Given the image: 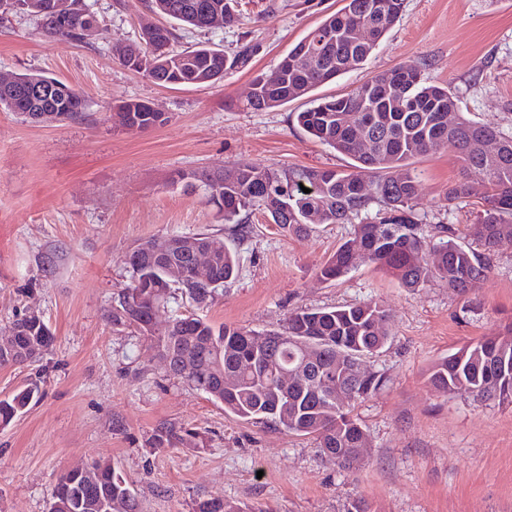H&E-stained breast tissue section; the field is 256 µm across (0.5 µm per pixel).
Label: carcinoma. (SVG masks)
Instances as JSON below:
<instances>
[{
  "label": "carcinoma",
  "mask_w": 512,
  "mask_h": 512,
  "mask_svg": "<svg viewBox=\"0 0 512 512\" xmlns=\"http://www.w3.org/2000/svg\"><path fill=\"white\" fill-rule=\"evenodd\" d=\"M142 6L163 14L190 29L208 28V16L217 13L224 23L236 21L231 0H141ZM69 15L64 31L45 35L54 40L83 41L87 12L85 0H22V10L47 21L51 10ZM403 0H344V5L309 31L292 51L312 55L304 70L275 68L256 75L253 95L246 106L269 110L304 97L321 84L361 68L377 41L399 18ZM357 25L376 31V41L359 44L351 37ZM176 29L143 28L140 40L115 50L126 66L141 71L161 85L212 84L224 79L236 60L224 50L208 46L176 51ZM59 80L39 73H24L0 87V106L26 119L37 112H52L60 100L36 95L39 85ZM441 104L445 111H435ZM118 113L128 130L162 125L161 113L148 103L128 100ZM342 108L354 110L357 128L343 118ZM312 138L349 156L356 173L318 167L273 169L242 163L224 170V183L215 186L206 170L181 171L173 179L187 188L202 187L210 202L224 213V223L236 235L247 233L241 213L259 211L288 235L305 236L320 224H348L378 200L385 207L379 222L359 224L355 238L340 244L320 269L326 281L337 280L358 266L359 255L408 289L440 280L448 289L465 293L477 287L489 272V262L471 247L454 238L451 229L433 237L419 224L412 210L417 193L416 177L408 169L418 155L442 149L458 151L465 177L448 188L446 198L477 196L482 210L469 227V236L484 250H493L499 240L512 237V139L500 138V153L489 161L471 149L475 140L495 129L469 119L459 111L448 87L423 77L415 61L365 79L341 97L318 98L290 115ZM375 177L372 191L358 187L361 173ZM310 189L305 193L302 188ZM174 263L190 264L179 251L158 256L151 242L140 244L137 260L128 262L133 278L108 311L114 327H132L161 358H173L191 371L178 380L224 405V412L246 424H262L300 436L310 435L320 452L339 469H348L356 459L366 432L351 408L376 394L385 384L378 372L367 369L362 378L352 368L362 357L385 348L392 341L390 315L383 304L370 300L339 308H296L282 328L269 331L264 348L255 349L259 332L246 327L215 325L199 315H176L165 331L151 327L152 318L167 305L173 291L180 290L199 308L214 299L217 287L187 281L176 285L165 276ZM212 281L228 283L239 270L237 252L226 247L212 258ZM20 348L29 350L49 328L44 321L21 325ZM428 382L438 393L465 392L484 401L512 405V321L492 336L483 337L440 358L429 370ZM40 386L28 384L0 399V426L23 414L38 400ZM184 430L162 423L148 439L155 449L183 443ZM51 512H139V504L125 478L112 463L94 461L57 480L51 495ZM194 512H252L244 503L218 498L199 501Z\"/></svg>",
  "instance_id": "carcinoma-1"
}]
</instances>
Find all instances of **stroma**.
Wrapping results in <instances>:
<instances>
[{"instance_id":"stroma-1","label":"stroma","mask_w":512,"mask_h":512,"mask_svg":"<svg viewBox=\"0 0 512 512\" xmlns=\"http://www.w3.org/2000/svg\"><path fill=\"white\" fill-rule=\"evenodd\" d=\"M86 3L98 28L80 43L48 42L40 17L0 13V73L57 78L85 104L76 119L41 123L0 107V333L34 309L55 337L39 361L0 368V399L34 380L42 390L0 427V512H49L58 477L97 459L128 480L141 512H193L207 498L256 512H344L360 498L372 512H512V407L438 394L426 379L434 361L512 317V239L490 252L487 278L465 294L436 281L409 290L367 262L329 282L320 269L353 225L287 236L254 212L240 241L203 189L172 181L181 170L239 163L348 169V157L309 137L291 113L409 60L447 84L468 117L512 137V0H404L361 69L262 111L243 105L251 79L275 68L341 0H237L234 24L180 31L175 50L203 43L231 57L246 53L208 86H159L118 60L116 48L166 17L146 13L140 0ZM122 100L149 102L167 121L125 130L113 118ZM411 168L423 227L449 226L466 239L481 205L446 198L464 174L459 153L422 155ZM200 232L239 258L236 279L202 311L215 324L270 330L298 307L371 299L388 309L393 342L366 360L387 383L354 407L370 444L356 469L327 462L313 437L225 414L223 404L167 377L133 329L108 321L132 280L124 259L133 247ZM163 422L184 427L185 442L150 448Z\"/></svg>"}]
</instances>
